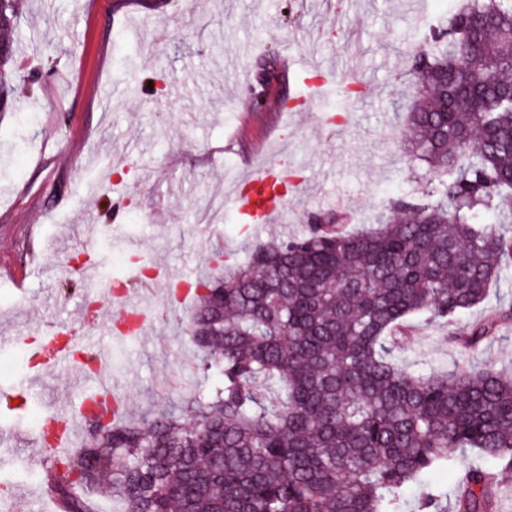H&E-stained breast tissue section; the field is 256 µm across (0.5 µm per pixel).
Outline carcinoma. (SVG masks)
I'll use <instances>...</instances> for the list:
<instances>
[{"instance_id":"carcinoma-1","label":"carcinoma","mask_w":512,"mask_h":512,"mask_svg":"<svg viewBox=\"0 0 512 512\" xmlns=\"http://www.w3.org/2000/svg\"><path fill=\"white\" fill-rule=\"evenodd\" d=\"M18 0H0V107ZM417 78L399 129L426 190L350 234L257 246L198 281L188 331L220 377L151 421L96 414L45 480L63 512H403L402 495L473 451L512 471V377L491 366L415 374L395 355L411 316L454 320L512 267V0H462L408 55ZM491 212L496 223L484 222ZM512 309L466 329L472 348ZM494 473L464 472L455 512H493ZM418 512H448L431 491Z\"/></svg>"}]
</instances>
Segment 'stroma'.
Returning <instances> with one entry per match:
<instances>
[{"instance_id":"1","label":"stroma","mask_w":512,"mask_h":512,"mask_svg":"<svg viewBox=\"0 0 512 512\" xmlns=\"http://www.w3.org/2000/svg\"><path fill=\"white\" fill-rule=\"evenodd\" d=\"M20 0L22 38L10 64L9 106L0 112V483L49 512L46 462L38 429L46 411L82 433L86 391L66 365L25 401L12 390L37 370L28 337L64 322L83 330V296L109 286L131 266H160L186 282L207 272L201 234L244 261L256 244L306 233L330 210L375 222L402 191L421 193L423 162L397 136L413 99L408 52L426 47V19L441 21L455 0ZM362 95L335 124L339 89ZM289 96V114L254 115L255 93ZM290 175L283 210L252 235L234 205L239 182L259 162ZM125 194L103 213L113 185ZM96 243L85 272L64 254ZM144 339L98 342L137 421L209 393L215 378L185 368L198 351L185 326L195 300L148 301ZM512 305V270L486 300L448 323L412 317L396 349L399 362L429 371L462 357L512 375V322L492 340L465 348L452 333Z\"/></svg>"}]
</instances>
